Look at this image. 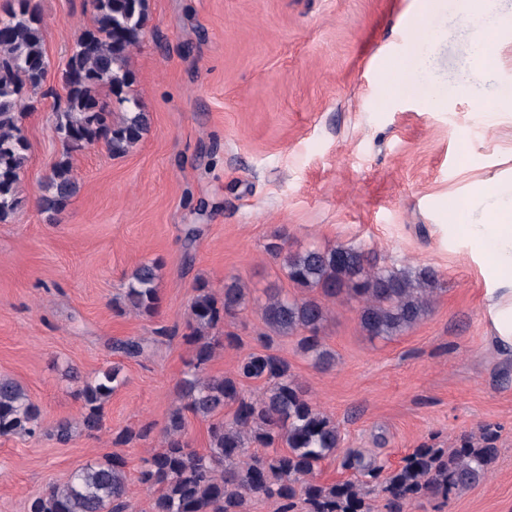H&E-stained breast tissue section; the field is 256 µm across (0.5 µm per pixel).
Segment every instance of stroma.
Masks as SVG:
<instances>
[{"instance_id": "1", "label": "stroma", "mask_w": 512, "mask_h": 512, "mask_svg": "<svg viewBox=\"0 0 512 512\" xmlns=\"http://www.w3.org/2000/svg\"><path fill=\"white\" fill-rule=\"evenodd\" d=\"M422 4L148 0L130 69L150 129L120 158L99 145L74 152L80 191L51 216L40 198L63 153L53 132L65 97L59 73L93 10L90 0H40L50 68L23 120V202L0 223V376L26 388L45 429L80 415L70 371L114 365L124 382L99 436L77 432L65 445L46 434L0 437V512H26L30 497L110 453L126 462L133 512H152L154 494L138 476L177 403L195 286L219 295L237 278L256 296L270 287L305 296L266 250L277 235L293 251L355 245L377 265L439 276L428 317L389 340L362 331L358 301L329 302V369L315 367L297 337H274L272 353L341 433L317 480L358 479L344 464L352 449L395 468L420 445L450 449L490 427L498 459L484 483L403 512H512V364L489 339L482 262L448 230L451 204L478 184L512 181V105L500 96L512 86V0H492L487 14L495 71L464 90L476 46L459 2L440 0L417 36L406 21ZM426 49L431 97L389 91L381 72ZM146 260L160 264L157 314H116ZM261 327L251 307L226 318L224 332L240 344L218 350L208 374L259 350ZM130 338L148 339L143 356L114 352ZM126 428L147 436L113 445Z\"/></svg>"}]
</instances>
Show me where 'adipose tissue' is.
Returning a JSON list of instances; mask_svg holds the SVG:
<instances>
[{"instance_id":"ef3b65f1","label":"adipose tissue","mask_w":512,"mask_h":512,"mask_svg":"<svg viewBox=\"0 0 512 512\" xmlns=\"http://www.w3.org/2000/svg\"><path fill=\"white\" fill-rule=\"evenodd\" d=\"M427 55L416 52L385 70L381 80L397 94L422 93L428 70ZM498 184H483L465 196L458 207L461 220L453 232L481 259L493 288L485 294L486 307L494 329V342L503 358L512 360V201L490 211L484 223L469 224L465 218L478 200L501 193Z\"/></svg>"}]
</instances>
